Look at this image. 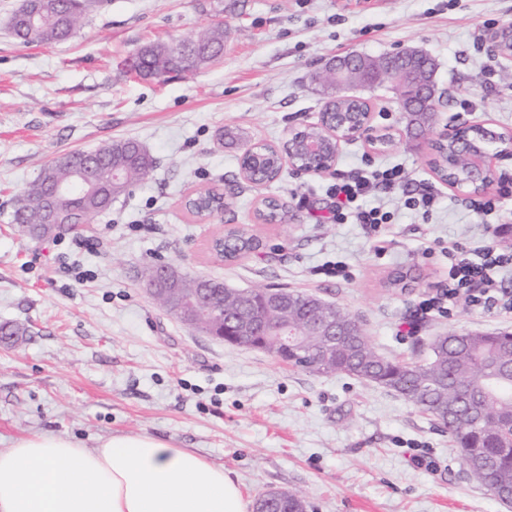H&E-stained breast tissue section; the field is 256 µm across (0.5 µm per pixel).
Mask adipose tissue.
<instances>
[{"label": "adipose tissue", "mask_w": 512, "mask_h": 512, "mask_svg": "<svg viewBox=\"0 0 512 512\" xmlns=\"http://www.w3.org/2000/svg\"><path fill=\"white\" fill-rule=\"evenodd\" d=\"M0 512H248L222 467L150 435L64 434L0 448Z\"/></svg>", "instance_id": "adipose-tissue-1"}]
</instances>
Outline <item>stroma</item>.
<instances>
[{
    "label": "stroma",
    "mask_w": 512,
    "mask_h": 512,
    "mask_svg": "<svg viewBox=\"0 0 512 512\" xmlns=\"http://www.w3.org/2000/svg\"><path fill=\"white\" fill-rule=\"evenodd\" d=\"M20 2L0 0V324L27 334L0 343V448L45 433L86 443L147 434L223 467L251 500L276 488L301 492L309 512H512L469 481L447 431L401 396L190 329L158 308L139 278L143 267L168 263L233 288L314 294L358 316L378 352L412 361L442 333L512 331L507 268L504 306L422 311L448 285L445 247L498 244L496 227L512 225V195L490 186L496 210H470L467 195L433 173L426 140L408 134L390 87L362 92L388 146L344 143L324 175L286 167L254 185L240 174L244 146L217 141L228 125L244 128L250 143L282 144L317 123L325 98L311 77L329 60L402 49L438 63L445 106L432 134L463 122L510 134L512 60L491 54L484 37L512 23V0H106L53 45L11 35ZM218 21L220 60L163 82L128 70L140 47L193 39ZM121 138L140 142L156 165L111 210L49 241L15 230V197L42 164ZM392 165L433 189L428 217L407 209L402 194L375 192L368 201L389 211L391 224L376 233L333 223L336 179ZM207 186L231 207L202 223L184 201ZM266 197L286 204V222L257 221ZM226 224L248 225L261 253L214 258L208 243ZM396 269L410 272L408 290L383 287Z\"/></svg>",
    "instance_id": "1"
}]
</instances>
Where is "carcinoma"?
Returning <instances> with one entry per match:
<instances>
[{
  "label": "carcinoma",
  "instance_id": "cac0c4a2",
  "mask_svg": "<svg viewBox=\"0 0 512 512\" xmlns=\"http://www.w3.org/2000/svg\"><path fill=\"white\" fill-rule=\"evenodd\" d=\"M85 0H51L52 7L39 28H30L22 14L26 4L13 13L10 27L13 36L24 44H52L71 37L85 17ZM224 53V29L213 26L196 38L176 45L149 44L137 50L140 77L165 80L175 72H191L220 58ZM401 65L423 84L424 93L408 97L406 87L395 79L392 89L399 92L401 106L407 115V127L417 134L426 132L432 123L431 101L435 63L424 55L402 60ZM325 111L328 122L338 112H366L363 97H328ZM442 163H451L452 173L464 177L466 160L447 147L439 148ZM70 161L45 164L35 180L16 196L12 222L28 228L27 237L42 240L45 216L41 204L53 206L57 216L56 230L62 232L90 223L96 215L112 208L115 199L125 194L135 182L144 179L153 168L152 158L143 153L133 140L113 141L95 151H75ZM94 170L97 187L76 182L72 166ZM121 168V180L112 181V168ZM71 187L58 198L57 184ZM222 197L205 192L195 197L190 213L212 211L221 207ZM259 239L245 229L230 233L226 239L214 241L213 249L229 259L259 250ZM269 289L255 288L252 296L234 298L224 281L209 276H186L179 287L156 285L154 302L167 309L175 298L199 295L216 305H224L227 315L252 322L266 315L264 305ZM279 292L288 296V323L303 329L309 316L336 318L349 328L341 336L300 334L283 348L278 333L267 338L265 350L275 357L312 374H346L383 387L402 396L411 405L430 416L458 447L467 477L491 492L503 503L512 498L503 495L512 490V333H454L436 337L428 346L424 362H408L379 354L365 335L358 318L334 303H325L310 294L286 288Z\"/></svg>",
  "mask_w": 512,
  "mask_h": 512
}]
</instances>
